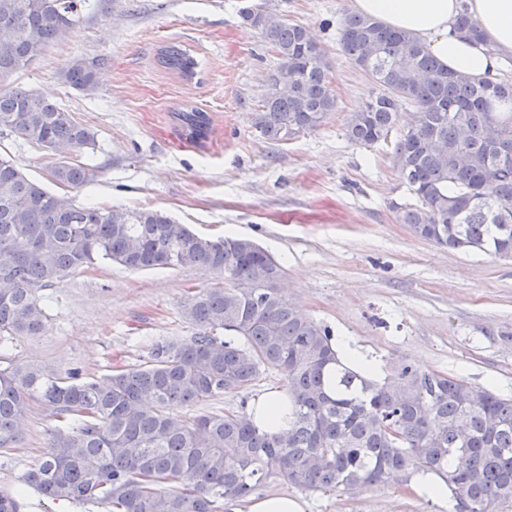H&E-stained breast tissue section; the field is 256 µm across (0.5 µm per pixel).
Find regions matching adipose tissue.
I'll list each match as a JSON object with an SVG mask.
<instances>
[{
    "instance_id": "obj_1",
    "label": "adipose tissue",
    "mask_w": 512,
    "mask_h": 512,
    "mask_svg": "<svg viewBox=\"0 0 512 512\" xmlns=\"http://www.w3.org/2000/svg\"><path fill=\"white\" fill-rule=\"evenodd\" d=\"M350 5L357 13L412 33L443 65L476 79H498L502 61L512 57V0H350ZM464 7L478 21L485 43H472L455 32ZM252 414L261 430L286 427V391L259 396Z\"/></svg>"
}]
</instances>
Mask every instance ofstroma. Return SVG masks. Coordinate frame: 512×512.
<instances>
[{"label": "stroma", "mask_w": 512, "mask_h": 512, "mask_svg": "<svg viewBox=\"0 0 512 512\" xmlns=\"http://www.w3.org/2000/svg\"><path fill=\"white\" fill-rule=\"evenodd\" d=\"M244 0H112L108 13L68 37L13 81L56 102L95 133L82 160L93 181L67 189L77 203L161 210L208 236L248 238L285 269V294L307 317L386 365L397 361L486 385L512 396V259L464 254L416 238L393 209L415 197L392 163V144L350 143L344 124L376 94L342 53L338 30L349 0H253L307 28L328 61L336 108L299 138L274 142L255 126L279 59L240 16ZM191 49L199 73L185 81L157 63L161 48ZM102 60L97 86L63 78L70 58ZM207 113L195 143L175 115ZM0 155L46 183L53 160L41 146L0 136ZM204 267L133 271L108 261L41 289V335L0 350L66 375L101 379L148 362L155 348L190 342L183 311L218 283ZM56 421L32 404L12 448L0 452V488L22 491L27 512H109L103 505L51 502L22 489L20 476L44 454ZM412 475L337 494L298 491L272 478L264 491L302 494L310 512H448L447 501L414 494Z\"/></svg>", "instance_id": "stroma-1"}]
</instances>
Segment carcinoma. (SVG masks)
<instances>
[{"mask_svg":"<svg viewBox=\"0 0 512 512\" xmlns=\"http://www.w3.org/2000/svg\"><path fill=\"white\" fill-rule=\"evenodd\" d=\"M111 0H0V134L58 156L53 183L77 188L92 170L76 160L95 133L36 92L8 79ZM241 18L276 51L256 128L288 141L317 129L336 108L324 50L309 31L252 5ZM456 28L477 44L462 11ZM339 43L379 91L345 124L352 143L394 140L393 166L416 198L394 206L418 238L453 251L512 258V83L480 81L441 65L413 34L362 14L345 16ZM158 63L186 81L199 62L180 44ZM94 62L70 59L71 87H96ZM187 138L210 118L179 111ZM108 260L130 270L202 266L222 285L190 299L191 343L168 342L152 360L102 380L77 382L20 361L0 368V448L38 402L59 422L23 482L43 498L105 505L110 512H226L274 477L303 489L347 491L434 474L453 512H500L512 502V398L405 362L378 381L346 366L331 333L281 293L283 266L256 242L208 238L159 210L77 205L33 182L0 156V346L44 332L39 290ZM283 375L288 426L259 430L237 411L203 409L246 393L264 373ZM21 494L0 489V512H22Z\"/></svg>","mask_w":512,"mask_h":512,"instance_id":"1","label":"carcinoma"}]
</instances>
